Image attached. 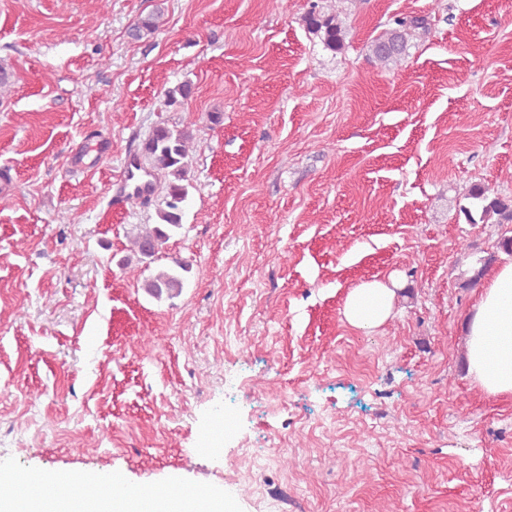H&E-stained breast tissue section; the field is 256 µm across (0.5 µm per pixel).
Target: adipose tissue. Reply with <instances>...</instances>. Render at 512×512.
Returning a JSON list of instances; mask_svg holds the SVG:
<instances>
[{"mask_svg": "<svg viewBox=\"0 0 512 512\" xmlns=\"http://www.w3.org/2000/svg\"><path fill=\"white\" fill-rule=\"evenodd\" d=\"M396 297L394 284L372 280L347 295L343 315L358 329H375L390 317ZM466 363L473 381L488 395H512V261L497 267L485 280L467 319ZM87 498L94 512H217L215 499L203 489H172L158 494L150 488L127 489L114 500L105 484Z\"/></svg>", "mask_w": 512, "mask_h": 512, "instance_id": "1", "label": "adipose tissue"}]
</instances>
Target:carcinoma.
Listing matches in <instances>:
<instances>
[{"mask_svg":"<svg viewBox=\"0 0 512 512\" xmlns=\"http://www.w3.org/2000/svg\"><path fill=\"white\" fill-rule=\"evenodd\" d=\"M161 11L141 17L131 26L128 36L139 41L158 28ZM307 29L322 35L324 45L336 50L344 41V28L337 15L313 10L305 17ZM424 17H405L395 21V27L378 36L372 44L374 58L384 64H396L406 55L408 36L411 31L426 28ZM193 140L191 126L170 128L157 126L142 143L141 155L148 161L156 175L164 178V205L156 211L158 222L145 228L132 240V251L138 256L137 262H152L157 258L163 244L182 227L186 202L189 197L188 180L190 167V147ZM469 197L481 205L479 219H474L471 210L462 212L466 220L474 224L496 219L498 224L512 223V198L488 195V188L476 185ZM143 288L150 296L160 299L162 296L173 298L183 288V280L175 273L163 270L144 281Z\"/></svg>","mask_w":512,"mask_h":512,"instance_id":"obj_1","label":"carcinoma"}]
</instances>
